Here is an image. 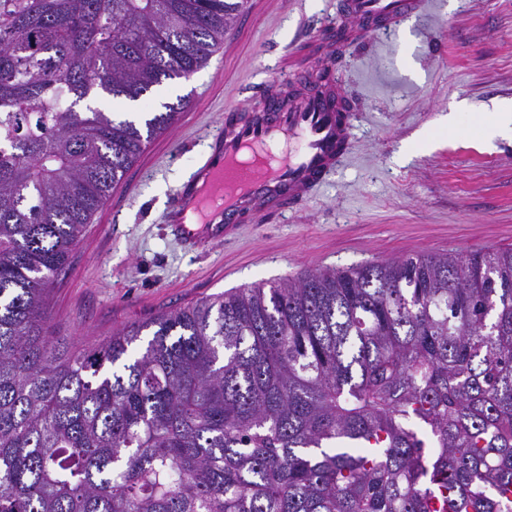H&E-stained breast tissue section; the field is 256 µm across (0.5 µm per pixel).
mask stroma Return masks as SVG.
I'll return each instance as SVG.
<instances>
[{
  "mask_svg": "<svg viewBox=\"0 0 512 512\" xmlns=\"http://www.w3.org/2000/svg\"><path fill=\"white\" fill-rule=\"evenodd\" d=\"M426 14L335 55L342 0H249L207 64L143 102L101 94L105 112L172 123L87 224L49 296L50 333L100 343L162 312L313 268L417 253L512 247V142L486 147L481 118L512 101V0H430ZM316 72L354 104L342 166L295 211L258 216L223 243L187 251L163 215L203 161L227 110L250 111L268 85L297 93ZM454 114L453 125L444 115Z\"/></svg>",
  "mask_w": 512,
  "mask_h": 512,
  "instance_id": "1",
  "label": "stroma"
}]
</instances>
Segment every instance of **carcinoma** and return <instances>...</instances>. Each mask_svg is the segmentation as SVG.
<instances>
[{"label": "carcinoma", "mask_w": 512, "mask_h": 512, "mask_svg": "<svg viewBox=\"0 0 512 512\" xmlns=\"http://www.w3.org/2000/svg\"><path fill=\"white\" fill-rule=\"evenodd\" d=\"M245 0H0V512H512V247L52 341L47 297ZM151 339L138 341L146 329Z\"/></svg>", "instance_id": "obj_1"}]
</instances>
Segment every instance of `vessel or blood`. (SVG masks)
Wrapping results in <instances>:
<instances>
[{"label":"vessel or blood","mask_w":512,"mask_h":512,"mask_svg":"<svg viewBox=\"0 0 512 512\" xmlns=\"http://www.w3.org/2000/svg\"><path fill=\"white\" fill-rule=\"evenodd\" d=\"M428 5L429 0H346L347 13L360 22L348 41L389 31ZM264 101L262 109L225 119L211 137L205 163L165 213V223L188 248L220 243L231 225L311 199L345 160L353 112L341 84L317 76L289 97L271 86Z\"/></svg>","instance_id":"obj_1"}]
</instances>
